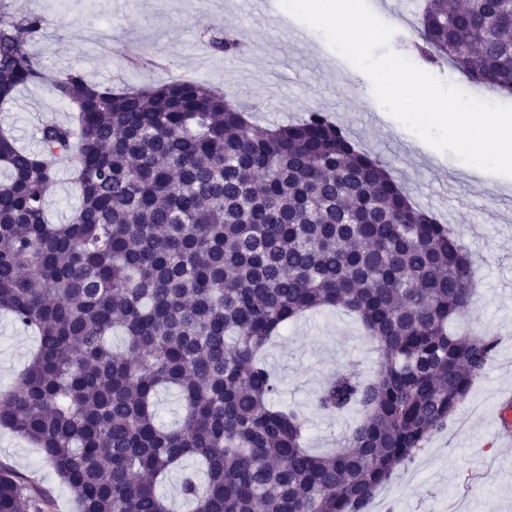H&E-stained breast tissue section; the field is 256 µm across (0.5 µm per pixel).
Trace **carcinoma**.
Returning a JSON list of instances; mask_svg holds the SVG:
<instances>
[{"label":"carcinoma","instance_id":"obj_1","mask_svg":"<svg viewBox=\"0 0 512 512\" xmlns=\"http://www.w3.org/2000/svg\"><path fill=\"white\" fill-rule=\"evenodd\" d=\"M44 22L0 20V103L44 81L28 48ZM414 32L427 61L512 93V0H426ZM51 88L74 117L43 122L38 149L0 128V310L39 339L0 390V428L39 449L78 512H169L157 484L172 470L193 512H370L499 345L455 327L473 297L462 234L322 111L262 127L194 80L114 90L63 70ZM64 160L80 201L52 224ZM330 308L355 314L380 364L318 392L319 411L357 419L315 455L264 351ZM170 391L182 412L165 424ZM45 504L0 464V512Z\"/></svg>","mask_w":512,"mask_h":512}]
</instances>
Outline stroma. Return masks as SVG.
<instances>
[{
    "instance_id": "stroma-1",
    "label": "stroma",
    "mask_w": 512,
    "mask_h": 512,
    "mask_svg": "<svg viewBox=\"0 0 512 512\" xmlns=\"http://www.w3.org/2000/svg\"><path fill=\"white\" fill-rule=\"evenodd\" d=\"M46 14L30 42L46 80L20 88L0 104V126L20 147L37 146L48 120L69 121L71 111L51 90L50 78L77 69L108 86H150L184 78L229 92L252 106L255 123L296 121L320 110L344 126L363 151L389 164L411 199L441 223L459 230L474 263L473 303L463 326L499 335L486 374L458 410V423L432 437L399 469L371 512H512V428L503 425L512 406V177L471 172L452 153L429 146L388 114L369 78L309 31L298 42L284 32L279 0L266 11L248 0H66L46 13L44 0H0V16ZM207 28L238 32L232 56L207 51ZM37 348L32 333L0 311V389H10ZM282 382L281 397L296 408L315 452L340 447L355 416L317 410L315 396L336 370L378 368L379 355L356 319L342 309L290 322L266 351ZM0 464L44 495L46 512H77L39 449L0 429Z\"/></svg>"
}]
</instances>
